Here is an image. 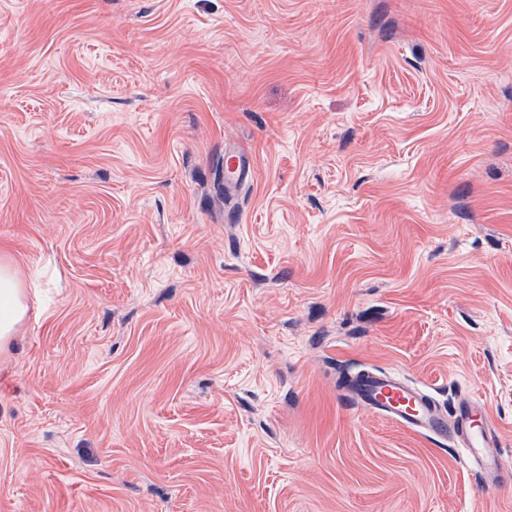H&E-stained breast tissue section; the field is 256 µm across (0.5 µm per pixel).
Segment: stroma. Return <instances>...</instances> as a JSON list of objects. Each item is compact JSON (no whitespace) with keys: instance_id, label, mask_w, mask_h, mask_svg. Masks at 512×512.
<instances>
[{"instance_id":"stroma-1","label":"stroma","mask_w":512,"mask_h":512,"mask_svg":"<svg viewBox=\"0 0 512 512\" xmlns=\"http://www.w3.org/2000/svg\"><path fill=\"white\" fill-rule=\"evenodd\" d=\"M0 256V512H512V0H0ZM252 173V169L247 156H244L234 150L224 147V186L225 193L233 191L237 185L232 183L246 178ZM225 179L227 184L225 185ZM26 313L24 286L11 263L0 259V352L7 350ZM343 401L356 402L388 420L421 435L450 439L463 449L465 458L493 478L508 474L500 459L496 438L484 405L462 402L447 411L427 389L396 374L366 370L343 387Z\"/></svg>"}]
</instances>
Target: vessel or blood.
<instances>
[{"mask_svg": "<svg viewBox=\"0 0 512 512\" xmlns=\"http://www.w3.org/2000/svg\"><path fill=\"white\" fill-rule=\"evenodd\" d=\"M247 156L224 152V177L236 182L251 174ZM343 400L357 403L388 420L421 435L450 439L462 448L466 459L499 478L504 474L500 443L484 405L476 400L446 410L427 389L396 374L370 369L350 379Z\"/></svg>", "mask_w": 512, "mask_h": 512, "instance_id": "b4317fda", "label": "vessel or blood"}]
</instances>
